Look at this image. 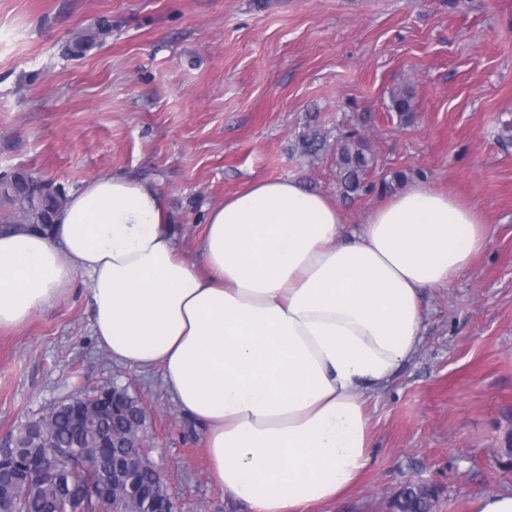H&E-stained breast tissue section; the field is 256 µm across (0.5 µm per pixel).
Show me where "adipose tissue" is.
I'll return each mask as SVG.
<instances>
[{
	"label": "adipose tissue",
	"mask_w": 512,
	"mask_h": 512,
	"mask_svg": "<svg viewBox=\"0 0 512 512\" xmlns=\"http://www.w3.org/2000/svg\"><path fill=\"white\" fill-rule=\"evenodd\" d=\"M155 183L102 174L46 232L0 233V330L89 283L112 360L160 371L201 429L212 479L248 512L338 501L371 459L365 394L420 344L424 290L484 251L479 211L416 185L346 232L329 196L260 180L209 209L202 259L179 251Z\"/></svg>",
	"instance_id": "1"
}]
</instances>
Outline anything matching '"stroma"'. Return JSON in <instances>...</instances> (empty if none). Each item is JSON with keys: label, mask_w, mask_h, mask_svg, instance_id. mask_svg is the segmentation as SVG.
<instances>
[{"label": "stroma", "mask_w": 512, "mask_h": 512, "mask_svg": "<svg viewBox=\"0 0 512 512\" xmlns=\"http://www.w3.org/2000/svg\"><path fill=\"white\" fill-rule=\"evenodd\" d=\"M403 90L408 123L390 108ZM509 123L512 0H0V175L31 171L68 193L102 173L150 180L192 261L207 209L258 179L330 196L351 230L416 184L490 224L467 271L426 291L417 353L370 395L368 467L315 512H395L411 483L434 488L431 512H476L478 495L512 492ZM350 132L375 164L370 191L347 197L334 149ZM315 134L325 147L307 152ZM106 383L147 405L150 456L181 512H246L212 481L202 433L160 373L98 347L80 278L0 331V448L29 416Z\"/></svg>", "instance_id": "stroma-1"}]
</instances>
